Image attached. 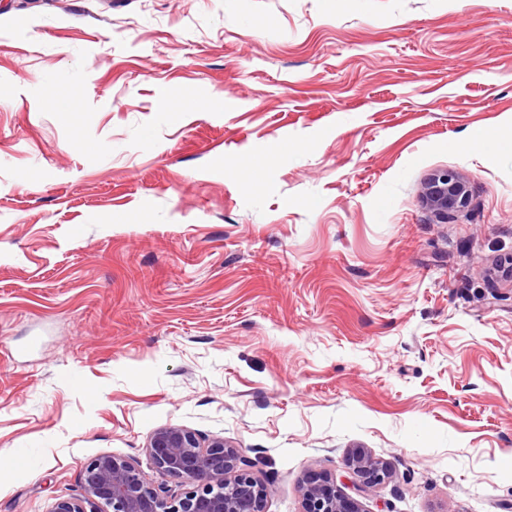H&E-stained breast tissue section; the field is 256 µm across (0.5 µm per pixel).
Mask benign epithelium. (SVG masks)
Here are the masks:
<instances>
[{
  "mask_svg": "<svg viewBox=\"0 0 512 512\" xmlns=\"http://www.w3.org/2000/svg\"><path fill=\"white\" fill-rule=\"evenodd\" d=\"M466 181L441 170L425 183L421 202L438 217L466 207ZM147 450L162 476L180 479L193 489L164 496L152 488L129 460L100 455L83 470L82 494L57 500L50 512H265L267 488L244 469L239 449L222 438L201 445L198 436L180 426L156 430ZM346 469L357 490L367 493L390 478L387 466L362 448L349 452ZM303 512H361L333 478H309L303 483Z\"/></svg>",
  "mask_w": 512,
  "mask_h": 512,
  "instance_id": "1",
  "label": "benign epithelium"
}]
</instances>
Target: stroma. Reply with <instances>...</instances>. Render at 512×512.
<instances>
[{
    "mask_svg": "<svg viewBox=\"0 0 512 512\" xmlns=\"http://www.w3.org/2000/svg\"><path fill=\"white\" fill-rule=\"evenodd\" d=\"M511 257L512 0H0V512L102 454L188 491L167 426L239 448L265 512L323 473L512 512ZM469 198L466 181L448 170H441L426 181L421 202L436 216L448 218L449 214L466 207ZM346 469L352 475L357 490L361 493L369 492L390 478L387 466L368 455L362 448L349 452Z\"/></svg>",
    "mask_w": 512,
    "mask_h": 512,
    "instance_id": "stroma-1",
    "label": "stroma"
}]
</instances>
